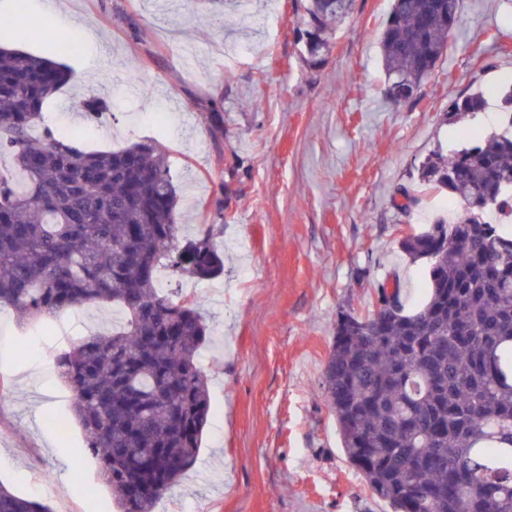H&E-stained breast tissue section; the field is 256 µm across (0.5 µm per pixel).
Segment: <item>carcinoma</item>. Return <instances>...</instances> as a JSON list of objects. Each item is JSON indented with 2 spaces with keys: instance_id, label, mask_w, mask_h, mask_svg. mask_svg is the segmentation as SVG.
Returning a JSON list of instances; mask_svg holds the SVG:
<instances>
[{
  "instance_id": "carcinoma-1",
  "label": "carcinoma",
  "mask_w": 512,
  "mask_h": 512,
  "mask_svg": "<svg viewBox=\"0 0 512 512\" xmlns=\"http://www.w3.org/2000/svg\"><path fill=\"white\" fill-rule=\"evenodd\" d=\"M462 0H393L382 40L386 96L416 100L446 52ZM355 0H308L306 50ZM64 65L0 49V308L30 319L110 302L122 319L61 350L59 375L118 512H153L190 470L211 410L198 365L200 303L157 288V273L211 280L224 273L203 224L185 236L166 151L154 141L86 152L44 123L67 83ZM504 128L434 153L420 181L465 204L401 238L428 264L415 311L398 284L376 288L367 315L336 321L321 381L347 462L393 512H512V237L490 214L512 215V84L499 90ZM477 92L458 116L484 111ZM0 512H52L0 486Z\"/></svg>"
}]
</instances>
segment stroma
I'll return each instance as SVG.
<instances>
[{
    "label": "stroma",
    "mask_w": 512,
    "mask_h": 512,
    "mask_svg": "<svg viewBox=\"0 0 512 512\" xmlns=\"http://www.w3.org/2000/svg\"><path fill=\"white\" fill-rule=\"evenodd\" d=\"M51 2L26 0L20 30L0 32V44L67 67L46 122L94 150L159 142L183 232L220 227L223 275L159 274L163 293L201 300L213 412L194 467L154 512H391L347 463L320 383L340 313H368L386 280L406 309L426 299V269L400 239L464 205L427 190L418 167L464 146L466 131L496 128L512 0H463L446 54L405 105L384 95L391 0H356L318 62L302 39L307 0H65L50 13ZM64 35L81 37L80 55H61ZM477 91L484 111L450 114ZM90 97L112 106L93 125L78 109ZM119 319L104 303L54 319L47 336L0 309V482L52 512H117L54 358Z\"/></svg>",
    "instance_id": "35a3bbf8"
}]
</instances>
